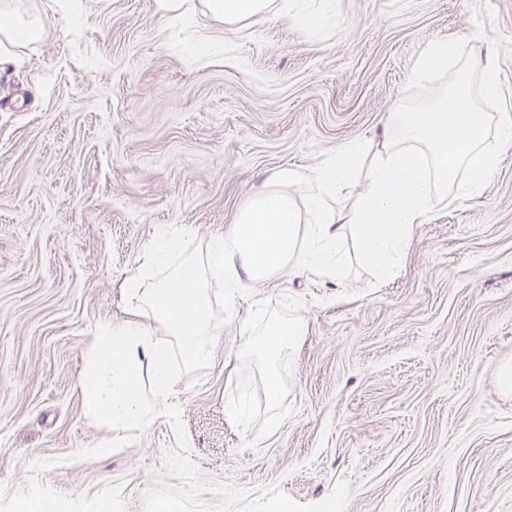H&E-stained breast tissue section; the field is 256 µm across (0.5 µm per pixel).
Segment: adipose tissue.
<instances>
[{
    "instance_id": "obj_1",
    "label": "adipose tissue",
    "mask_w": 512,
    "mask_h": 512,
    "mask_svg": "<svg viewBox=\"0 0 512 512\" xmlns=\"http://www.w3.org/2000/svg\"><path fill=\"white\" fill-rule=\"evenodd\" d=\"M333 0H200L203 14L225 23L264 15L270 10L310 25L327 19ZM403 128L406 146H386L366 172L362 202L357 210L339 214L324 209L321 196L344 189L364 152L352 141L319 167L315 190L305 207L289 192L293 172L281 170L264 191L238 212L231 231L209 242L201 259L181 260L183 234L171 229L159 234L145 252L136 272L125 278L123 292L135 314L119 326L96 331L92 352L78 385L92 413L106 422L145 426L169 393L170 352L153 342L152 330L139 319L155 316L178 336L185 358L209 359L215 341L210 326L209 290L224 287L226 302H234L243 282L270 279L284 267L300 274L337 275L345 227H353L361 262L378 279L398 268L415 224L433 204L431 184L447 187L459 167L470 172L460 195H480L512 149V120L500 122L493 139L485 137V116L466 103L462 84L449 88L429 111L393 113ZM306 324L296 318L264 323L256 342L273 369H281L287 344L304 335Z\"/></svg>"
}]
</instances>
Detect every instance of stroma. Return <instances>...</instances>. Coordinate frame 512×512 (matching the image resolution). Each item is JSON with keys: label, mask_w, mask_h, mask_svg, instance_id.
Returning a JSON list of instances; mask_svg holds the SVG:
<instances>
[{"label": "stroma", "mask_w": 512, "mask_h": 512, "mask_svg": "<svg viewBox=\"0 0 512 512\" xmlns=\"http://www.w3.org/2000/svg\"><path fill=\"white\" fill-rule=\"evenodd\" d=\"M15 0L45 27L0 43V512H512V151L481 195L435 193L395 275L353 233L335 277L284 269L210 290L213 356L177 337L165 409L108 425L78 378L90 339L130 318L122 291L161 230L203 254L267 178L303 191L347 142H401L452 78L478 86L486 137L512 117V0H334L319 28L270 12L175 19L155 0ZM456 47L421 74L430 41ZM303 318L276 399L246 349L269 318ZM241 400L246 419L229 416Z\"/></svg>", "instance_id": "obj_1"}]
</instances>
